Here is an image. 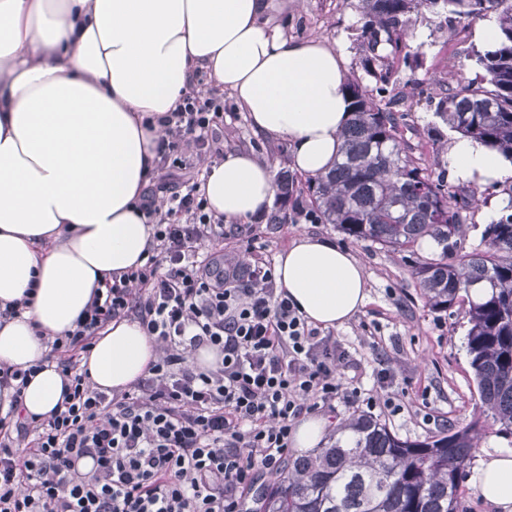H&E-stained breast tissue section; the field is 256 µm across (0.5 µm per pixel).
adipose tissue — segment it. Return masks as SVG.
I'll list each match as a JSON object with an SVG mask.
<instances>
[{
	"label": "adipose tissue",
	"instance_id": "ef3b65f1",
	"mask_svg": "<svg viewBox=\"0 0 512 512\" xmlns=\"http://www.w3.org/2000/svg\"><path fill=\"white\" fill-rule=\"evenodd\" d=\"M284 0H0V311L35 286L34 302L0 324V364L45 357L42 333L63 335L105 276L139 264L153 227L138 202L155 166L161 119L203 70L246 112L252 129L288 139L291 165L314 176L342 147L349 61L321 41L270 25ZM152 125H145V118ZM463 184L512 183V161L475 139L448 142ZM199 189L224 223L259 216L275 172L229 148L204 167ZM275 277L313 324L339 328L368 298L348 249L300 235ZM135 320L112 322L87 359L102 390H122L156 361ZM55 367L27 384L23 405L49 413L61 397ZM470 479L496 512H512V448L482 452Z\"/></svg>",
	"mask_w": 512,
	"mask_h": 512
}]
</instances>
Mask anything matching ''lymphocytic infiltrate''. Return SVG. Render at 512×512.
Returning a JSON list of instances; mask_svg holds the SVG:
<instances>
[{"label": "lymphocytic infiltrate", "mask_w": 512, "mask_h": 512, "mask_svg": "<svg viewBox=\"0 0 512 512\" xmlns=\"http://www.w3.org/2000/svg\"><path fill=\"white\" fill-rule=\"evenodd\" d=\"M223 125V100L199 89L165 119L155 179L169 195L139 204L155 223L147 258L106 278L74 329L53 338L44 362L64 386L49 415L22 402L40 366L0 364V388H14L0 416V512H244L259 476L281 471L296 420L341 394L359 401L337 377L346 348L299 314L272 259L225 260L224 226L196 183H168L172 169L193 168L188 147L223 155ZM125 318L159 357L127 389L105 392L81 357ZM202 347L215 364L188 365Z\"/></svg>", "instance_id": "f902f5d3"}]
</instances>
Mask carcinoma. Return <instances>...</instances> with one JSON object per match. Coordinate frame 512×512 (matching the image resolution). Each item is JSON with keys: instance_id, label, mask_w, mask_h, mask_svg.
I'll use <instances>...</instances> for the list:
<instances>
[{"instance_id": "1", "label": "carcinoma", "mask_w": 512, "mask_h": 512, "mask_svg": "<svg viewBox=\"0 0 512 512\" xmlns=\"http://www.w3.org/2000/svg\"><path fill=\"white\" fill-rule=\"evenodd\" d=\"M357 40L373 88L350 84L353 116L344 152L325 174L306 178L322 224L384 248L413 253L431 238L439 258L413 267L431 308H465L467 351L480 395V415L512 436V184L500 216L477 248L448 261L464 232L474 195L433 178L414 156L386 98L401 55L409 14L495 17L500 40L475 55L484 71L441 97L436 114L455 131L512 160V0H360ZM486 423L424 440L402 438L371 417H354L340 436L298 459L261 496V512H460V487Z\"/></svg>"}]
</instances>
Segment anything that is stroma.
Masks as SVG:
<instances>
[{
	"instance_id": "stroma-1",
	"label": "stroma",
	"mask_w": 512,
	"mask_h": 512,
	"mask_svg": "<svg viewBox=\"0 0 512 512\" xmlns=\"http://www.w3.org/2000/svg\"><path fill=\"white\" fill-rule=\"evenodd\" d=\"M301 9L289 10L280 24L293 38L323 40L341 49L349 60L348 79L370 85L363 71L357 41L360 25L359 0H302ZM478 21L447 19L428 12L411 14L406 49L411 57L400 67L392 86L396 108L405 115L404 134L415 147V155L432 175L446 174L442 163L450 131L435 115V106L446 90L457 88L459 77L475 78L479 70L472 60L481 45L474 33ZM224 144L245 147L268 161L276 171L289 168L287 140L272 141L250 127L245 113L237 111L232 97L224 98ZM505 195L486 186L475 189L472 223L461 238V252H470L479 242L480 226L487 224V207H503ZM282 206L274 199L269 211L243 224V234L224 240V255L246 263L254 255L271 258L284 250L299 234L323 237L350 249L362 262L367 276L368 300L344 326L334 329L356 361L340 377L345 386L358 388L361 402L336 400L334 412L326 413L329 436L356 414H370L400 437L425 439L451 428L469 424L479 413V393L467 352L466 319L457 309H432L412 275L415 261L426 260L425 251L416 255L394 251L349 237L333 224H317L297 210H290L284 224L271 223L273 211ZM255 237L257 251L247 248ZM396 372L394 393L402 404L398 415L383 405L366 406L375 395L376 373L381 365Z\"/></svg>"
}]
</instances>
